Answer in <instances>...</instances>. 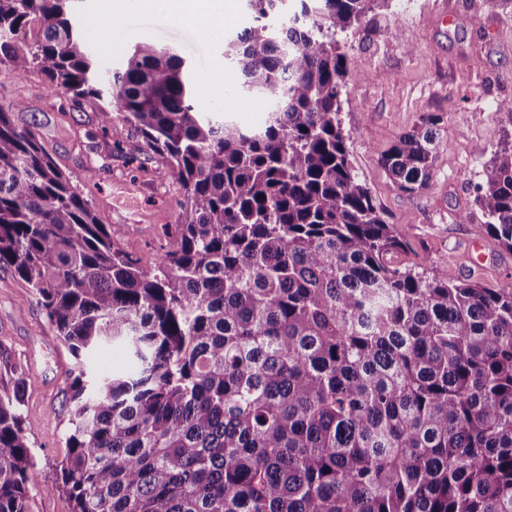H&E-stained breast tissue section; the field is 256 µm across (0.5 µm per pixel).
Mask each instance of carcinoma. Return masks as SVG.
Masks as SVG:
<instances>
[{
    "mask_svg": "<svg viewBox=\"0 0 512 512\" xmlns=\"http://www.w3.org/2000/svg\"><path fill=\"white\" fill-rule=\"evenodd\" d=\"M73 0H0V67L79 105L107 97L184 190L154 267L120 246L39 135L0 102V267L77 362L55 489L72 512H512V286L393 261L406 250L350 162L336 36L389 0H246L223 38L257 128L204 118L183 60L90 54ZM41 36L31 37L30 25ZM442 117L382 154L413 194ZM477 185L476 234L512 251V148ZM119 341L136 369L93 380ZM25 380L0 393V512H28Z\"/></svg>",
    "mask_w": 512,
    "mask_h": 512,
    "instance_id": "obj_1",
    "label": "carcinoma"
}]
</instances>
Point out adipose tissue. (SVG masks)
<instances>
[{"mask_svg":"<svg viewBox=\"0 0 512 512\" xmlns=\"http://www.w3.org/2000/svg\"><path fill=\"white\" fill-rule=\"evenodd\" d=\"M103 10L111 20L132 13L151 14L216 33L234 18L236 0H105Z\"/></svg>","mask_w":512,"mask_h":512,"instance_id":"1","label":"adipose tissue"}]
</instances>
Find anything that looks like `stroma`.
I'll use <instances>...</instances> for the list:
<instances>
[{
	"label": "stroma",
	"instance_id": "35a3bbf8",
	"mask_svg": "<svg viewBox=\"0 0 512 512\" xmlns=\"http://www.w3.org/2000/svg\"><path fill=\"white\" fill-rule=\"evenodd\" d=\"M79 19L98 34L91 50L102 66L120 67L134 43L151 41L175 49L200 74L219 68L230 84L238 82L223 64L222 42L203 40L193 28L140 15L113 26L100 20L98 0H81ZM389 25L398 31L396 40L382 35ZM340 46L350 59L340 113L349 160L408 246L398 262L437 267L468 282L512 285V252L474 232L484 221L475 187L512 134V118L497 109L512 98V0H392L371 24L341 36ZM15 100L26 105L16 122L42 137L101 222L125 229L122 246L152 268L162 228L177 222L183 200L170 166L146 147L132 158L116 154L114 143L139 140L130 124L117 115L102 126L94 102L73 107L47 91L38 71L18 77L0 69V102ZM430 114L443 118L433 177L410 195L398 189L380 158ZM463 214L469 222H460ZM73 363L32 288L0 268V391L24 375L22 413L35 461L29 512L72 510L54 485L67 453Z\"/></svg>",
	"mask_w": 512,
	"mask_h": 512
}]
</instances>
